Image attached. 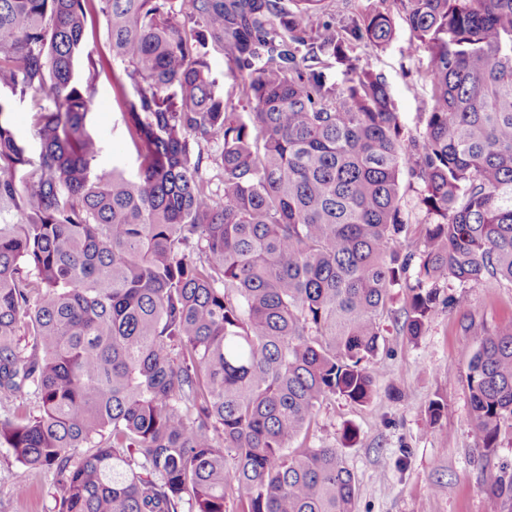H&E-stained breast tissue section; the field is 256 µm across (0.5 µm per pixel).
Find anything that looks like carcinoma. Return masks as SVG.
I'll list each match as a JSON object with an SVG mask.
<instances>
[{
	"label": "carcinoma",
	"mask_w": 512,
	"mask_h": 512,
	"mask_svg": "<svg viewBox=\"0 0 512 512\" xmlns=\"http://www.w3.org/2000/svg\"><path fill=\"white\" fill-rule=\"evenodd\" d=\"M399 4L408 53L429 55L419 137L353 55L392 41L388 11L338 23L330 0H0V89L31 95L41 143L32 158L0 97V399L39 404L0 417V446L55 469L57 512H226L230 495L238 512H354L339 450L293 444L326 397L371 399L392 289L408 291L414 339L439 280L512 283V0ZM96 12L115 84L133 89L132 179L92 168L103 64L76 67ZM210 38L250 112L215 95ZM404 173L422 186L415 250ZM464 330L479 340L472 416L495 448L512 429V327Z\"/></svg>",
	"instance_id": "carcinoma-1"
}]
</instances>
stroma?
Listing matches in <instances>:
<instances>
[{"label": "stroma", "instance_id": "stroma-1", "mask_svg": "<svg viewBox=\"0 0 512 512\" xmlns=\"http://www.w3.org/2000/svg\"><path fill=\"white\" fill-rule=\"evenodd\" d=\"M395 35L383 50L361 47V64L381 73L405 133L425 128L431 93L421 78L426 52L409 54L412 32L399 5H391ZM217 96L230 107L238 91L223 46H210L206 57ZM121 64L112 61L96 82L95 105L87 126L97 144L98 174L119 171L135 175L138 161L112 82ZM406 291H392L382 319L383 336L371 365L376 375L370 402L360 405L340 396L328 397L318 409L300 446L327 444L338 448L356 482L355 512H512V497L499 495L497 483L512 477V434L502 433L493 451L473 422L467 376L478 347L464 330L469 321L487 327L512 325V284L502 281L452 280L440 287L431 321L417 338L400 326ZM445 404L431 422V401ZM27 492L18 495V484ZM0 512H56V475L29 469L10 449L0 447Z\"/></svg>", "mask_w": 512, "mask_h": 512}]
</instances>
